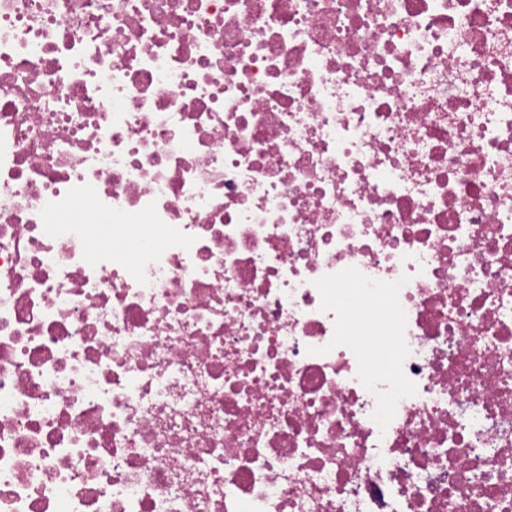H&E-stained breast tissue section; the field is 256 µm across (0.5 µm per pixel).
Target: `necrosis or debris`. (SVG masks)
Returning <instances> with one entry per match:
<instances>
[{
  "label": "necrosis or debris",
  "mask_w": 512,
  "mask_h": 512,
  "mask_svg": "<svg viewBox=\"0 0 512 512\" xmlns=\"http://www.w3.org/2000/svg\"><path fill=\"white\" fill-rule=\"evenodd\" d=\"M0 512H512V0H0Z\"/></svg>",
  "instance_id": "4bbe7bcc"
}]
</instances>
